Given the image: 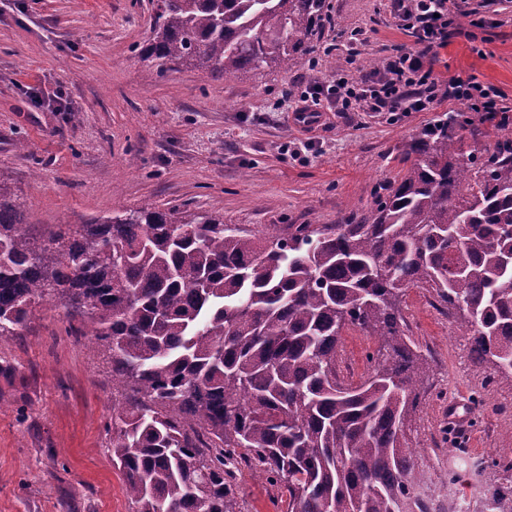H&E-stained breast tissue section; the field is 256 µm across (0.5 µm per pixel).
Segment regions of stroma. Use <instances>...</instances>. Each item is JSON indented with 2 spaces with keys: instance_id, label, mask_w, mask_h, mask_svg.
<instances>
[{
  "instance_id": "1",
  "label": "stroma",
  "mask_w": 512,
  "mask_h": 512,
  "mask_svg": "<svg viewBox=\"0 0 512 512\" xmlns=\"http://www.w3.org/2000/svg\"><path fill=\"white\" fill-rule=\"evenodd\" d=\"M339 25L321 44L333 62L230 81L209 72L137 61L153 22L152 0H0V175L37 236L55 224H92L117 208L208 212L249 229L336 224L374 203L404 167L409 144L438 116L480 113L444 100L401 118L329 112L319 129L293 127L296 99L281 93L366 73L409 44L383 0H330ZM492 27L452 36L432 54L440 81L473 75L512 109V0H494ZM363 32L358 56L345 33ZM62 97H55L56 88ZM408 336L434 361L406 432L428 484L466 472L479 448L512 449V382L482 387L470 340L427 291L401 303ZM465 403L464 433L448 404ZM112 376L105 354L69 328L64 307L34 306L19 336L0 338V512H131L109 452ZM241 512H288V500L248 467L237 473Z\"/></svg>"
}]
</instances>
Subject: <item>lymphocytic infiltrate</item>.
I'll return each instance as SVG.
<instances>
[{
  "label": "lymphocytic infiltrate",
  "mask_w": 512,
  "mask_h": 512,
  "mask_svg": "<svg viewBox=\"0 0 512 512\" xmlns=\"http://www.w3.org/2000/svg\"><path fill=\"white\" fill-rule=\"evenodd\" d=\"M386 7L399 29L411 37V44L393 48L380 68L360 79L340 77L326 87H309L299 95L301 111H322L328 101L338 112H386L395 117L430 111L441 98L449 97L487 116L500 112L501 93L496 86L473 76H457L443 85L433 76L430 54L448 44L457 28L448 0H387Z\"/></svg>",
  "instance_id": "obj_1"
}]
</instances>
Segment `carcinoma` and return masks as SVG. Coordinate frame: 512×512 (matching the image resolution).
<instances>
[{"label": "carcinoma", "mask_w": 512, "mask_h": 512, "mask_svg": "<svg viewBox=\"0 0 512 512\" xmlns=\"http://www.w3.org/2000/svg\"><path fill=\"white\" fill-rule=\"evenodd\" d=\"M326 0H160L138 55L215 78L290 70L318 52ZM451 112L374 206L338 224L244 230L218 216L119 209L35 244L0 178V338L62 303L104 347L110 452L132 512H239L232 469L285 490L288 512H427L406 425L429 360L401 329L425 288L470 335L485 383L512 379V133L464 150ZM381 343L341 378V332ZM489 512H512V457Z\"/></svg>", "instance_id": "obj_1"}]
</instances>
